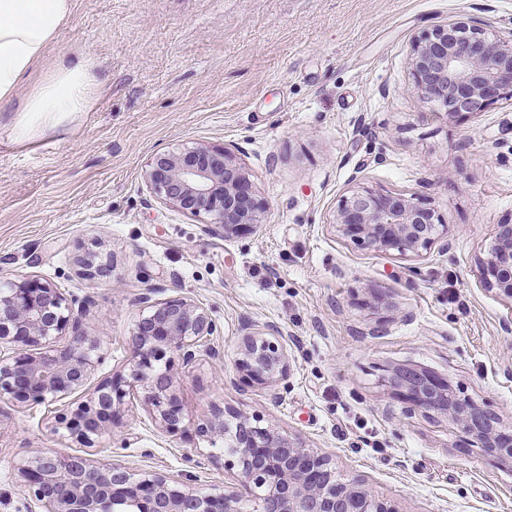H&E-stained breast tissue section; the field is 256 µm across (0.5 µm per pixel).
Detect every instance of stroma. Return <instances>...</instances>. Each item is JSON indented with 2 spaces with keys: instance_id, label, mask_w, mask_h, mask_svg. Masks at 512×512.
<instances>
[{
  "instance_id": "1",
  "label": "stroma",
  "mask_w": 512,
  "mask_h": 512,
  "mask_svg": "<svg viewBox=\"0 0 512 512\" xmlns=\"http://www.w3.org/2000/svg\"><path fill=\"white\" fill-rule=\"evenodd\" d=\"M451 20L505 34L512 0H73L47 60L92 57L99 90L24 137L13 126L40 72L0 104V280L35 274L90 298L96 378L123 366L148 288L209 309L219 356L179 367L174 434L135 401L87 449L54 430L67 402L0 400V512H26L33 448L181 473L209 452L197 426L217 405L300 438L399 512H512V463L461 448L446 420L401 417L379 385L410 364L512 423V305L479 284L496 224L512 221V104L455 121L411 88L412 40ZM194 144L235 149L266 206L254 233L225 240L153 195L149 159ZM356 184L433 208L448 253L343 241L331 224ZM87 251L111 256L106 274L85 275ZM267 323L288 331L280 399L234 367Z\"/></svg>"
}]
</instances>
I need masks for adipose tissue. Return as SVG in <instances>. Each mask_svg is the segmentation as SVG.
I'll list each match as a JSON object with an SVG mask.
<instances>
[{
	"mask_svg": "<svg viewBox=\"0 0 512 512\" xmlns=\"http://www.w3.org/2000/svg\"><path fill=\"white\" fill-rule=\"evenodd\" d=\"M72 10V0H0V102L11 100L41 61ZM95 96L90 60L58 61L21 106L18 134L86 111Z\"/></svg>",
	"mask_w": 512,
	"mask_h": 512,
	"instance_id": "adipose-tissue-1",
	"label": "adipose tissue"
}]
</instances>
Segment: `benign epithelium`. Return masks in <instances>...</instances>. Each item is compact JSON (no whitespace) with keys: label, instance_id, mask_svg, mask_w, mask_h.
Masks as SVG:
<instances>
[{"label":"benign epithelium","instance_id":"benign-epithelium-1","mask_svg":"<svg viewBox=\"0 0 512 512\" xmlns=\"http://www.w3.org/2000/svg\"><path fill=\"white\" fill-rule=\"evenodd\" d=\"M413 91L439 105L450 118L477 115L502 100L512 101V31L503 36L466 22L450 21L415 40L410 52ZM144 178L154 195L184 213L205 214L214 232L232 240L262 224L264 207L247 171L227 147L197 145L156 154ZM335 232L351 243L380 253L421 256L439 246L448 251V225L435 210L401 194L357 186L337 207ZM86 274L102 272L97 255L78 259ZM481 284L512 302V224L496 225L480 260ZM160 288L138 297L142 315L122 369L90 385L101 360L100 339L86 326L90 299L67 296L30 274L0 281V399L25 403L68 401L56 426L92 447L120 422L126 405L141 400L155 424L174 434L184 421L174 358L188 366L219 326L208 309L189 297L157 299ZM286 334L276 324L247 333L234 365L249 381L288 390ZM21 343L29 350L1 355ZM381 384L407 403L405 415L421 412L456 426L461 442L482 449L492 461H512V425L457 391L448 380L408 365L386 370ZM212 449L188 459L197 469L224 460L234 471L235 490L207 491L178 475L134 469L120 460L95 463L74 455L62 458L37 451L20 468L30 500L45 512H399L363 482L341 478L331 459L281 434L261 419L232 408L216 409L197 427ZM224 447H217V442Z\"/></svg>","mask_w":512,"mask_h":512}]
</instances>
